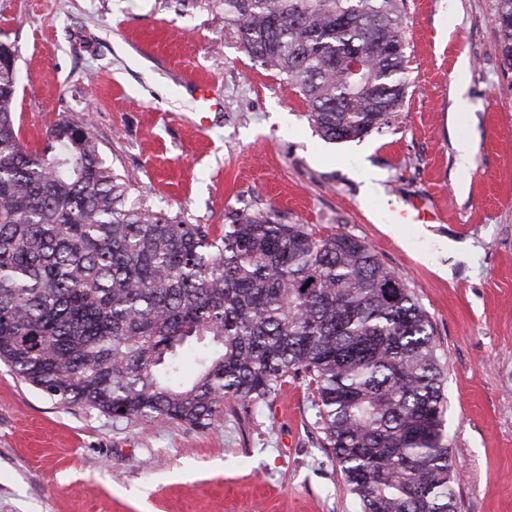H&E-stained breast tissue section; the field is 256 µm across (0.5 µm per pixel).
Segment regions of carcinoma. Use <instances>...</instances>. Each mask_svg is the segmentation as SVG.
Wrapping results in <instances>:
<instances>
[{
  "mask_svg": "<svg viewBox=\"0 0 512 512\" xmlns=\"http://www.w3.org/2000/svg\"><path fill=\"white\" fill-rule=\"evenodd\" d=\"M405 0H224V24L282 75L329 141L390 126L408 88ZM493 23L512 68V0ZM363 63L351 72L353 56ZM0 43V361L64 404L206 427L290 374L360 512H459L428 314L366 244L236 210L216 235L133 196L88 121L19 138Z\"/></svg>",
  "mask_w": 512,
  "mask_h": 512,
  "instance_id": "cac0c4a2",
  "label": "carcinoma"
}]
</instances>
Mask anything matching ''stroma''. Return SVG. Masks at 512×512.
Masks as SVG:
<instances>
[{"label":"stroma","mask_w":512,"mask_h":512,"mask_svg":"<svg viewBox=\"0 0 512 512\" xmlns=\"http://www.w3.org/2000/svg\"><path fill=\"white\" fill-rule=\"evenodd\" d=\"M494 9L406 0L401 111L332 142L298 92L242 52L224 0H0L27 148L58 121L89 120L148 205L217 230L242 206L272 210L358 239L404 277L446 374L460 512H512V69ZM414 205L437 222L397 223ZM314 395L291 375L204 428L126 421L62 405L0 362V512H356Z\"/></svg>","instance_id":"1"}]
</instances>
